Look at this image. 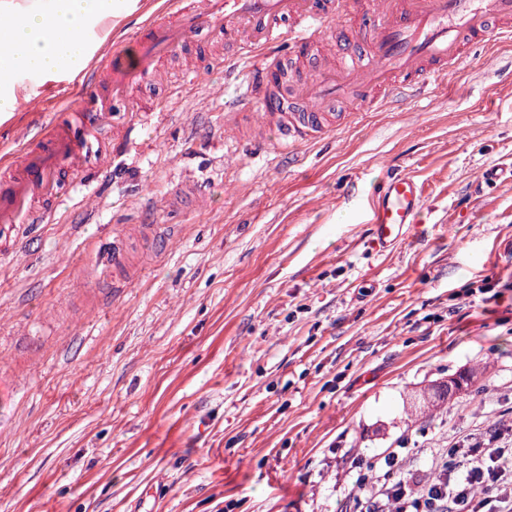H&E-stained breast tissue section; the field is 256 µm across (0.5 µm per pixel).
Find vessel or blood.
Here are the masks:
<instances>
[{"instance_id":"obj_1","label":"vessel or blood","mask_w":512,"mask_h":512,"mask_svg":"<svg viewBox=\"0 0 512 512\" xmlns=\"http://www.w3.org/2000/svg\"><path fill=\"white\" fill-rule=\"evenodd\" d=\"M338 19L347 40L322 55L315 76L302 77L303 107L278 96L261 73L244 86V97L265 104L250 131L252 143L267 145L272 133L278 146L292 150L324 140L339 125L330 110L336 101L355 99L378 110L393 94H424L431 78L447 77L475 48L512 39V0H349L343 9L336 0H167L144 33L117 41L90 72L91 83L106 85V95L83 96L66 106L64 120L42 129L36 144L0 154V226L54 223V212L36 209V202L58 196L63 169L81 168L99 153L79 129L99 125L109 108L129 103L133 80L155 78L157 63L174 48L207 31L223 42L225 61L258 53L264 70L278 71L288 63L282 46L313 39ZM422 203L411 176L382 182L371 219L376 244L402 240ZM110 267L113 289L127 287L121 245H114Z\"/></svg>"}]
</instances>
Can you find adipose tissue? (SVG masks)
Segmentation results:
<instances>
[{"label": "adipose tissue", "mask_w": 512, "mask_h": 512, "mask_svg": "<svg viewBox=\"0 0 512 512\" xmlns=\"http://www.w3.org/2000/svg\"><path fill=\"white\" fill-rule=\"evenodd\" d=\"M121 15L119 0H0V112L16 107L15 74L82 72L91 55L86 29Z\"/></svg>", "instance_id": "1"}]
</instances>
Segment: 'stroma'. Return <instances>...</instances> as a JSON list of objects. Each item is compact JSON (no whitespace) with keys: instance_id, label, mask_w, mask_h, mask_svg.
<instances>
[{"instance_id":"obj_1","label":"stroma","mask_w":512,"mask_h":512,"mask_svg":"<svg viewBox=\"0 0 512 512\" xmlns=\"http://www.w3.org/2000/svg\"><path fill=\"white\" fill-rule=\"evenodd\" d=\"M223 45L176 48L115 121L132 145L64 174L56 224L0 228V512H345L353 458L397 452L432 475L512 404V42L471 52L430 97L359 112L296 154L230 141ZM0 134L24 145L84 76L23 79ZM173 112L157 127V105ZM408 174L420 221L371 243L373 182ZM192 177L202 203L161 206ZM137 224H172L159 250ZM122 236L129 288L95 273ZM490 280V297L468 286ZM479 388L413 416L422 390L477 367Z\"/></svg>"}]
</instances>
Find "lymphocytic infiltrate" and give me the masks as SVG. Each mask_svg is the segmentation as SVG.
I'll return each instance as SVG.
<instances>
[{"label":"lymphocytic infiltrate","instance_id":"1","mask_svg":"<svg viewBox=\"0 0 512 512\" xmlns=\"http://www.w3.org/2000/svg\"><path fill=\"white\" fill-rule=\"evenodd\" d=\"M362 512H512V448H452L424 485L408 477L396 455L356 462Z\"/></svg>","mask_w":512,"mask_h":512}]
</instances>
